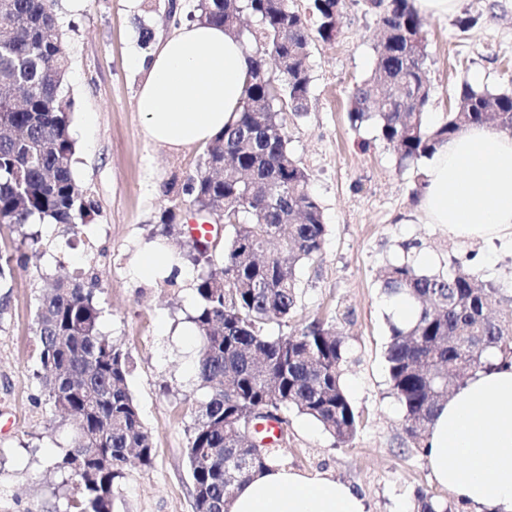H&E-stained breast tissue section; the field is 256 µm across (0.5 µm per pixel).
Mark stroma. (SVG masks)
Returning <instances> with one entry per match:
<instances>
[{
  "label": "stroma",
  "instance_id": "1",
  "mask_svg": "<svg viewBox=\"0 0 512 512\" xmlns=\"http://www.w3.org/2000/svg\"><path fill=\"white\" fill-rule=\"evenodd\" d=\"M196 0H56L70 70L63 87L72 102L76 184L99 211L80 225L75 249L31 260L16 269L6 314L0 316V512H54L46 470L51 456L74 438L71 424L49 429L48 408L35 404L32 378L38 347L32 326L43 288L81 269L98 280L101 330L130 356L128 388L154 440L150 465L126 468L112 512H194L186 448L204 397L195 367L201 339L187 335L198 304L192 280L224 265L222 248L206 264L190 266V280L144 282L133 270L162 210H188L184 184L204 169L205 145L177 152L150 143L136 110L141 75L137 19L156 37L186 21ZM470 19L460 28L458 19ZM376 14L368 0H346L334 41H314L308 110L287 115L290 149L308 173L327 226L321 256L301 271L297 312L269 335L290 333L313 320L338 324L345 336L344 385L360 415L346 446L320 425L285 411L282 463L305 472L327 471L365 496L368 512H412L417 491L439 493L428 465L409 442L403 408L392 395L385 363L388 299L378 272L402 258L407 244L430 255L427 270L446 273L452 259L512 291V242L488 247L449 237L425 223L416 204L425 160L400 166L374 126L353 127L348 94L374 66ZM432 97L427 119L449 112L462 83L512 91V0H458L455 13L424 19Z\"/></svg>",
  "mask_w": 512,
  "mask_h": 512
}]
</instances>
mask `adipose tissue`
Here are the masks:
<instances>
[{
  "instance_id": "adipose-tissue-1",
  "label": "adipose tissue",
  "mask_w": 512,
  "mask_h": 512,
  "mask_svg": "<svg viewBox=\"0 0 512 512\" xmlns=\"http://www.w3.org/2000/svg\"><path fill=\"white\" fill-rule=\"evenodd\" d=\"M250 50L223 27L186 22L137 59L136 108L145 137L178 151L204 144L235 119ZM419 210L454 238H512V135L465 128L429 158ZM423 455L440 487L473 512H512V365L480 370L434 416ZM232 512H368L363 494L323 472L272 463L251 473Z\"/></svg>"
}]
</instances>
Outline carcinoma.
Masks as SVG:
<instances>
[{
    "label": "carcinoma",
    "mask_w": 512,
    "mask_h": 512,
    "mask_svg": "<svg viewBox=\"0 0 512 512\" xmlns=\"http://www.w3.org/2000/svg\"><path fill=\"white\" fill-rule=\"evenodd\" d=\"M343 0H312L316 31L283 0H197L193 18L237 38L241 16L259 23L237 121L208 145L204 170L183 188L200 211L228 208L224 267L198 276V306L190 322L202 347L196 366L199 402L187 448L195 512H231L242 478L278 460L269 448L256 456L248 423L294 410L315 420L345 446L360 425L343 383L344 335L314 320L287 335L266 324L288 323L297 310L299 271L323 251L322 208L309 176L292 156L283 105L300 116L310 93L314 38H336ZM379 39L370 77L349 94L353 124L372 123L399 165L429 157L464 128L496 122L512 133V93H491L464 82L452 109L430 125L425 110L431 81L422 20L411 0H378ZM69 69L54 0H0V224H63L77 229L99 209L73 177L76 143L71 103L62 94ZM180 207L160 216L163 232L177 226ZM251 214L247 224L239 214ZM37 232L21 233L14 254L0 255V288L15 268L40 256ZM384 292L418 307L415 321L389 323L385 362L391 393L404 408V431L425 447L440 404L472 374L512 360V296L452 259L451 272L426 273L414 257L385 265ZM97 277L55 279L41 297L35 321L39 364L33 377L60 423L75 422L77 442L49 468L61 477L62 512H112L116 481L132 464L148 466L154 442L128 389V356L100 328ZM503 304L492 318V302ZM245 457L228 477L224 456ZM415 512H451L420 491Z\"/></svg>",
    "instance_id": "cac0c4a2"
}]
</instances>
